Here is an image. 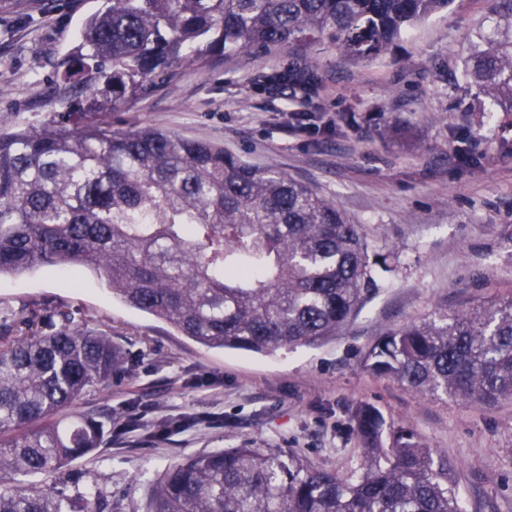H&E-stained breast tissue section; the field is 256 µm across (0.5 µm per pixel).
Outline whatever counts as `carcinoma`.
Wrapping results in <instances>:
<instances>
[{
  "mask_svg": "<svg viewBox=\"0 0 512 512\" xmlns=\"http://www.w3.org/2000/svg\"><path fill=\"white\" fill-rule=\"evenodd\" d=\"M449 0H102L84 23L74 73L102 86L66 120L0 131V276L41 265L104 278L123 304L210 349L258 354L317 346L391 271L361 227L311 187L224 147L98 118L174 66L215 51L288 47L305 62L274 80L314 77L307 47L326 39L354 61L388 53ZM462 65L466 85L512 113V0H490ZM112 334L59 309L0 308V512H106L107 499L34 482L134 426L79 412L82 397L130 372ZM420 393L492 408L512 399V296L388 327L364 360ZM363 463L350 476L291 452L191 455L152 486L148 512H462L453 465L372 405L353 412ZM30 481L24 482L22 478Z\"/></svg>",
  "mask_w": 512,
  "mask_h": 512,
  "instance_id": "carcinoma-1",
  "label": "carcinoma"
}]
</instances>
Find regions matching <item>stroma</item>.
Segmentation results:
<instances>
[{
	"label": "stroma",
	"instance_id": "35a3bbf8",
	"mask_svg": "<svg viewBox=\"0 0 512 512\" xmlns=\"http://www.w3.org/2000/svg\"><path fill=\"white\" fill-rule=\"evenodd\" d=\"M101 0H0V127H39L72 111L80 90L67 74L85 18ZM485 0H451L371 62L314 45V81L300 111L322 128L292 126L271 76L295 60L208 54L153 78L113 111V128L152 126L223 146L258 168L275 167L335 202L361 225L391 270L347 327L318 346L270 355L208 349L164 321L122 304L96 274L44 266L0 277V306L47 315L79 308L131 351L134 366L84 411H141L137 425L70 465L80 487L112 512H147L148 493L193 454L236 448L291 451L349 475L362 450L352 412L376 406L455 465L466 512H512V400L487 408L419 393L367 371L383 329L512 295V115L460 78ZM470 147L475 160L461 162ZM175 423L168 435L155 430Z\"/></svg>",
	"mask_w": 512,
	"mask_h": 512
}]
</instances>
